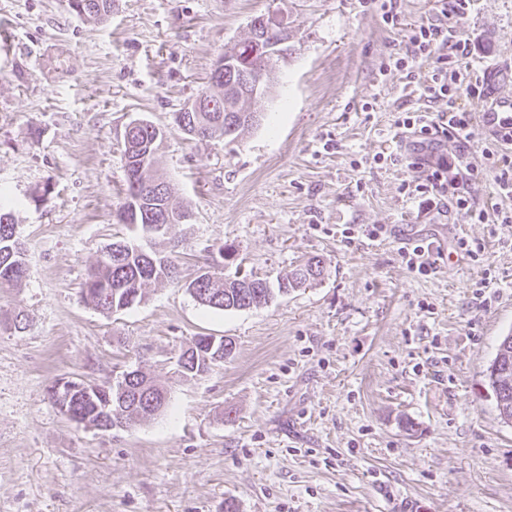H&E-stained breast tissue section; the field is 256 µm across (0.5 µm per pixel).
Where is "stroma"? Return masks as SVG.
Returning <instances> with one entry per match:
<instances>
[{
  "label": "stroma",
  "instance_id": "obj_1",
  "mask_svg": "<svg viewBox=\"0 0 512 512\" xmlns=\"http://www.w3.org/2000/svg\"><path fill=\"white\" fill-rule=\"evenodd\" d=\"M398 5L392 26L363 0H112L102 21L67 0H0V189L28 266L0 288V512H512V425L485 378L512 331V224L406 201L422 171L394 120L448 103L388 66L439 0ZM268 13L288 40L256 103L266 121L188 138L174 113ZM453 34L512 71V0H475ZM135 119L163 130L160 168L192 218L169 230L177 279L106 313L81 288L133 236L116 212ZM374 224L388 235L368 238ZM418 236L452 251L425 277L399 255ZM460 237L482 241L484 263L454 252ZM311 257L321 281L258 309L186 290L205 270L273 278ZM200 334L235 351L182 380L174 361ZM137 367L169 402L130 429L78 427L48 396L60 377Z\"/></svg>",
  "mask_w": 512,
  "mask_h": 512
}]
</instances>
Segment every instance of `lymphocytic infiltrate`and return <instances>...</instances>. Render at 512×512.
<instances>
[{"label":"lymphocytic infiltrate","mask_w":512,"mask_h":512,"mask_svg":"<svg viewBox=\"0 0 512 512\" xmlns=\"http://www.w3.org/2000/svg\"><path fill=\"white\" fill-rule=\"evenodd\" d=\"M471 0H446L441 11V23L423 24L416 28L412 37L413 51L404 57H395V69L405 70L414 78L422 97L444 100L447 110L433 112L403 111L397 116L395 126L410 139L423 177L418 182H406L404 195L419 211L441 214L446 202H454L467 210L477 222H485L486 212L477 207L473 197L460 190L462 178L479 179L478 169L461 167L457 153L471 141L473 116L462 109L458 100L466 96L482 99L486 95L483 85L473 82L469 76L472 57L467 42L452 41L453 21L464 18ZM432 61L433 66L424 76H417L418 63ZM457 145V152L448 154L441 148L442 142Z\"/></svg>","instance_id":"obj_1"}]
</instances>
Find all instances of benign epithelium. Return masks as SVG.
<instances>
[{"mask_svg": "<svg viewBox=\"0 0 512 512\" xmlns=\"http://www.w3.org/2000/svg\"><path fill=\"white\" fill-rule=\"evenodd\" d=\"M251 36L255 37V42L258 43L262 64L239 71L235 88L254 99L266 89L268 72L275 59L283 54L281 45L288 40V30L274 16L259 17L251 23ZM223 99L222 92L215 95L207 92L185 104L182 111L220 112Z\"/></svg>", "mask_w": 512, "mask_h": 512, "instance_id": "7a95c632", "label": "benign epithelium"}]
</instances>
